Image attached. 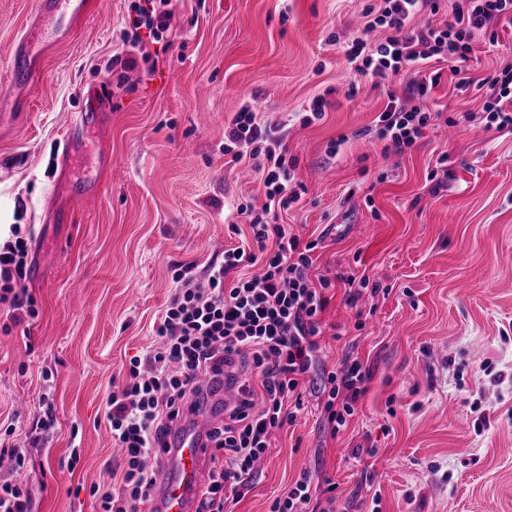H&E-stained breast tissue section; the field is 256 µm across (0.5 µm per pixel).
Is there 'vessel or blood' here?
<instances>
[{
    "instance_id": "obj_1",
    "label": "vessel or blood",
    "mask_w": 512,
    "mask_h": 512,
    "mask_svg": "<svg viewBox=\"0 0 512 512\" xmlns=\"http://www.w3.org/2000/svg\"><path fill=\"white\" fill-rule=\"evenodd\" d=\"M85 10L83 0H39L38 21L23 30L11 64L13 80L28 84L35 73L30 60L40 47L57 36L64 22H75ZM226 390L211 395L190 422L173 425L165 448L159 449L162 472L154 491L155 512H196V497L208 468L207 434L219 422Z\"/></svg>"
}]
</instances>
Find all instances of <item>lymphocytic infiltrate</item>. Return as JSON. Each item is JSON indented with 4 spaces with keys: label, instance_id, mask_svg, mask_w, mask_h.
I'll use <instances>...</instances> for the list:
<instances>
[{
    "label": "lymphocytic infiltrate",
    "instance_id": "1",
    "mask_svg": "<svg viewBox=\"0 0 512 512\" xmlns=\"http://www.w3.org/2000/svg\"><path fill=\"white\" fill-rule=\"evenodd\" d=\"M169 0H133L125 21L123 54L113 65L129 70L148 60L153 44L169 29ZM440 0H384L369 31L384 29L383 40L367 46L361 39L346 54L355 73L384 79L403 76V93L388 92L376 117L373 136L395 153H404L423 135L432 113L423 105L441 82L438 62L451 66L455 88L465 93L474 80L467 62L475 39L491 23L512 22V0H454L445 26H416L415 17L437 13ZM485 109L496 131L512 133V63L485 78ZM224 152L232 162L251 163L265 187L266 202L256 208L239 205L250 229L249 242L226 249L222 262L196 275L193 265L175 269L178 288L157 325V346L132 358L122 389L109 395L105 417L124 467L118 489L99 493L101 512H138L153 491L157 473L147 460L155 442L171 424L201 403V378L223 381L229 369H249L238 384L236 404L225 409L222 423L208 434L224 462L204 486L199 512H224L227 502L241 501L251 490L254 466L271 445L274 430L292 421L303 406L299 387L314 369L323 333L320 316L326 290L343 283L348 305L364 291L379 294L368 277L337 275L311 278L317 241H302L276 221L301 194L294 183L296 162L288 157L276 127L252 109L237 112L224 131ZM0 246V303L13 314L34 315L24 282L29 249L20 226ZM370 372L361 359H348L324 373L321 391L333 433L344 431L367 393Z\"/></svg>",
    "mask_w": 512,
    "mask_h": 512
}]
</instances>
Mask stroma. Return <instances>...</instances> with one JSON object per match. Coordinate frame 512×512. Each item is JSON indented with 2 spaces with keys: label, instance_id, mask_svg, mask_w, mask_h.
Returning <instances> with one entry per match:
<instances>
[{
  "label": "stroma",
  "instance_id": "35a3bbf8",
  "mask_svg": "<svg viewBox=\"0 0 512 512\" xmlns=\"http://www.w3.org/2000/svg\"><path fill=\"white\" fill-rule=\"evenodd\" d=\"M130 3L88 0L37 60L33 87L16 90L19 109L0 113V228L20 225L42 272L25 282L35 316L17 323L0 305V442L27 451L0 484L32 487L31 512H99L90 487L121 462L105 401L154 347L173 266L203 273L240 244L237 205L266 201L253 166L224 154V128L247 105L281 121L297 161L304 194L278 221L321 238L312 276L364 273L382 292L352 307L335 288L304 404L228 512H271L305 473L336 482L337 512H512V136L488 128L485 89L456 94L444 73L427 101L435 119L397 155L363 131L403 78L372 87L345 55L382 0H169L166 42L119 76ZM36 5L0 0V89ZM495 32L475 44L474 77L512 59V24ZM323 92L324 118L303 125ZM85 108L103 113L106 138L68 136ZM356 356L369 391L336 435L320 373Z\"/></svg>",
  "mask_w": 512,
  "mask_h": 512
}]
</instances>
